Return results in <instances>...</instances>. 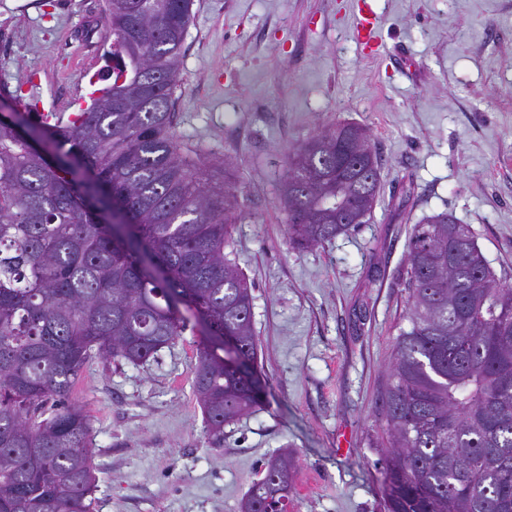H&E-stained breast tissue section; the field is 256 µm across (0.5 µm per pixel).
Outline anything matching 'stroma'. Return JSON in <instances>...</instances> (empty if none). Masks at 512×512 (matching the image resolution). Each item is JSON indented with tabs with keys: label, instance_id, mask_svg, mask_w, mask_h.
Segmentation results:
<instances>
[{
	"label": "stroma",
	"instance_id": "stroma-1",
	"mask_svg": "<svg viewBox=\"0 0 512 512\" xmlns=\"http://www.w3.org/2000/svg\"><path fill=\"white\" fill-rule=\"evenodd\" d=\"M105 0H0V85L67 116L108 73ZM381 43L354 38L358 0H194L174 132L239 188L232 257L253 285L261 404L213 443L193 390L191 312L146 363L91 359L71 395L90 416L91 512H240L272 455H292L294 512H384L383 401L409 312L414 224L470 225L512 285V0H372ZM380 164L369 223L297 251L280 199L288 155L339 122Z\"/></svg>",
	"mask_w": 512,
	"mask_h": 512
}]
</instances>
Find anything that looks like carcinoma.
I'll list each match as a JSON object with an SVG mask.
<instances>
[{
    "label": "carcinoma",
    "mask_w": 512,
    "mask_h": 512,
    "mask_svg": "<svg viewBox=\"0 0 512 512\" xmlns=\"http://www.w3.org/2000/svg\"><path fill=\"white\" fill-rule=\"evenodd\" d=\"M193 0H108L110 82L72 118L0 124V512H89L92 423L69 400L93 357L138 365L180 334L179 306L236 337L255 368L251 284L231 253L237 189L175 139ZM338 123L288 157V242L303 251L370 219L379 165ZM410 308L385 392L386 512H512V287L448 212L411 230ZM221 346L194 392L209 434L257 405ZM292 458L271 457L240 512H287Z\"/></svg>",
    "instance_id": "cac0c4a2"
}]
</instances>
